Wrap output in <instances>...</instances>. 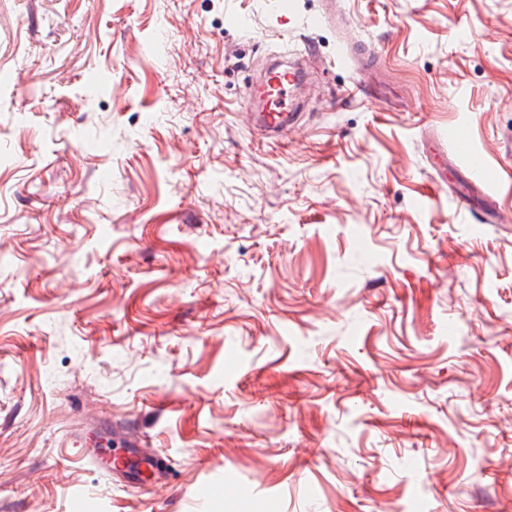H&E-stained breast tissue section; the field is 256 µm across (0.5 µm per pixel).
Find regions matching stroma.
I'll return each instance as SVG.
<instances>
[{
  "label": "stroma",
  "mask_w": 512,
  "mask_h": 512,
  "mask_svg": "<svg viewBox=\"0 0 512 512\" xmlns=\"http://www.w3.org/2000/svg\"><path fill=\"white\" fill-rule=\"evenodd\" d=\"M0 512H512V0H0ZM301 80L300 72L292 69H273L265 76L260 88V98L266 101L260 115V128L268 134H279L288 129L292 113L283 107L282 98L288 86Z\"/></svg>",
  "instance_id": "35a3bbf8"
}]
</instances>
